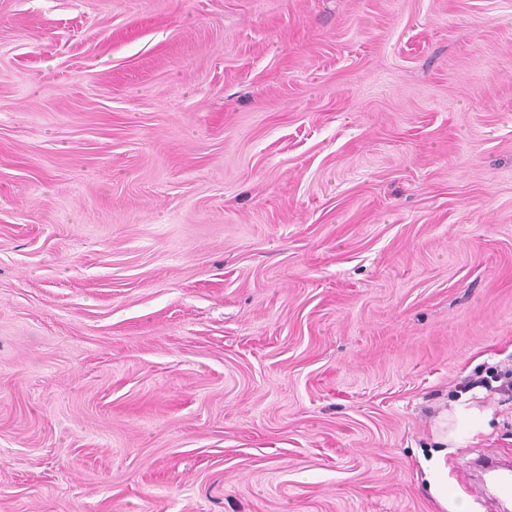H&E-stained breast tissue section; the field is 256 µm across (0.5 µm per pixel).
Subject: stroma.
<instances>
[{
    "mask_svg": "<svg viewBox=\"0 0 512 512\" xmlns=\"http://www.w3.org/2000/svg\"><path fill=\"white\" fill-rule=\"evenodd\" d=\"M510 364L512 0H0V512H494ZM442 454L443 453L438 452L437 454L432 455L430 460H424L423 466L428 474L435 496L439 499H447L448 482L444 480V474L441 472Z\"/></svg>",
    "mask_w": 512,
    "mask_h": 512,
    "instance_id": "obj_1",
    "label": "stroma"
}]
</instances>
